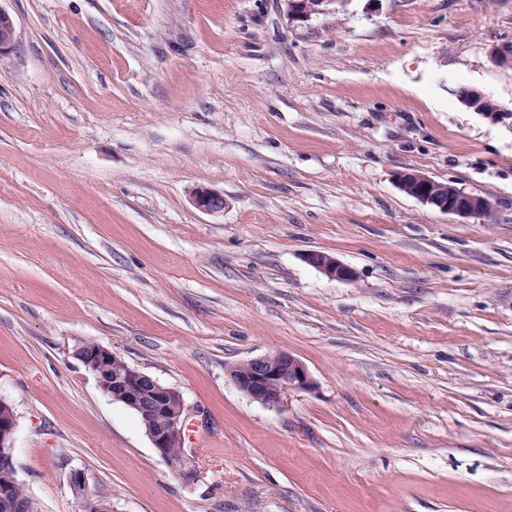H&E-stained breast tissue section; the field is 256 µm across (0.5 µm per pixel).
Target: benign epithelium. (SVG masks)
<instances>
[{
	"label": "benign epithelium",
	"mask_w": 512,
	"mask_h": 512,
	"mask_svg": "<svg viewBox=\"0 0 512 512\" xmlns=\"http://www.w3.org/2000/svg\"><path fill=\"white\" fill-rule=\"evenodd\" d=\"M289 19L305 22L314 15L332 13L349 0H283ZM16 45V26L10 13L0 6V56L12 52ZM463 102L475 112L492 120L512 119V113L487 108L481 91L469 87L462 94ZM399 188L407 195L446 214L462 218L486 217L492 213L490 202L463 191L453 184L438 181L420 171L407 169L396 173ZM193 205L204 212L224 211V194L198 187L191 195ZM304 260L327 277L351 281L355 271L335 256L317 250L305 254ZM76 358L92 373L102 392L131 410L141 421L143 431L156 454L171 471L184 481H190L195 468L186 457L173 462L168 448L184 440L187 406L182 393L160 384L147 373L130 366L110 348L93 341H83L75 349ZM226 374L234 385L252 400L267 406L283 404L285 396L294 390H309L314 382L303 362L287 351L250 358L226 366ZM17 428L13 406L0 398V466H13L12 442ZM70 487L85 496L87 512H112V504L86 494L84 474H70Z\"/></svg>",
	"instance_id": "7a95c632"
}]
</instances>
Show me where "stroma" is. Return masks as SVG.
Listing matches in <instances>:
<instances>
[{
  "instance_id": "stroma-1",
  "label": "stroma",
  "mask_w": 512,
  "mask_h": 512,
  "mask_svg": "<svg viewBox=\"0 0 512 512\" xmlns=\"http://www.w3.org/2000/svg\"><path fill=\"white\" fill-rule=\"evenodd\" d=\"M0 398L38 512H512V0H0ZM415 169L486 198L460 218ZM223 191V212L191 200ZM355 272L330 279L304 255ZM178 389L196 475L74 358ZM288 351L269 407L226 365ZM350 0H283L286 12L292 21L305 22L314 15L336 12ZM16 26L10 13L0 7V56L12 52L16 45ZM460 96L463 98V102L469 108L471 107L475 112L479 113L485 118L497 122L509 118L512 120V113L510 112H499L498 109L491 110L487 108V99L483 93L476 88L468 87L467 90ZM395 180L404 193L440 212L462 218L486 217L492 213V206L484 197L466 193L454 184L435 180L420 171L398 172ZM304 260L330 279L351 281L355 277V272L350 266L329 253L311 250L305 254ZM70 487L74 493H80L84 495L75 496L76 500V508L78 512H86L85 510V502L86 508L89 512H112V504L106 502L105 500L96 499L92 496H89L86 493V480L84 474L79 470H74L70 474Z\"/></svg>"
}]
</instances>
